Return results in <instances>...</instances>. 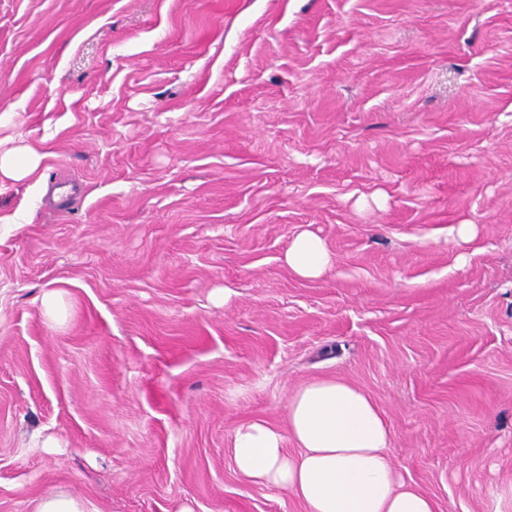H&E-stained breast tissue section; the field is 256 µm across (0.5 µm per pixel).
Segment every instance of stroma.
Masks as SVG:
<instances>
[{"mask_svg": "<svg viewBox=\"0 0 512 512\" xmlns=\"http://www.w3.org/2000/svg\"><path fill=\"white\" fill-rule=\"evenodd\" d=\"M0 146V512H305L230 440L320 377L512 512V0H0ZM42 156L33 148L0 150V176L22 179L34 176ZM285 262L299 276L318 277L332 265V255L320 237L302 232L291 242ZM95 511L85 503L64 494H52L43 498L37 512H89Z\"/></svg>", "mask_w": 512, "mask_h": 512, "instance_id": "1", "label": "stroma"}]
</instances>
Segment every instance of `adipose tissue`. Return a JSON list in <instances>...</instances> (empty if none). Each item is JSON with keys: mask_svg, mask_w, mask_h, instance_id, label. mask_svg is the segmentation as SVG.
Listing matches in <instances>:
<instances>
[{"mask_svg": "<svg viewBox=\"0 0 512 512\" xmlns=\"http://www.w3.org/2000/svg\"><path fill=\"white\" fill-rule=\"evenodd\" d=\"M297 275L317 277L332 264L324 241L299 233L285 254ZM293 448H286V441ZM384 412L360 388L338 378L315 379L288 404L286 429L252 421L234 429L237 473L296 495L306 512H437L435 500L400 477L389 448Z\"/></svg>", "mask_w": 512, "mask_h": 512, "instance_id": "1", "label": "adipose tissue"}]
</instances>
